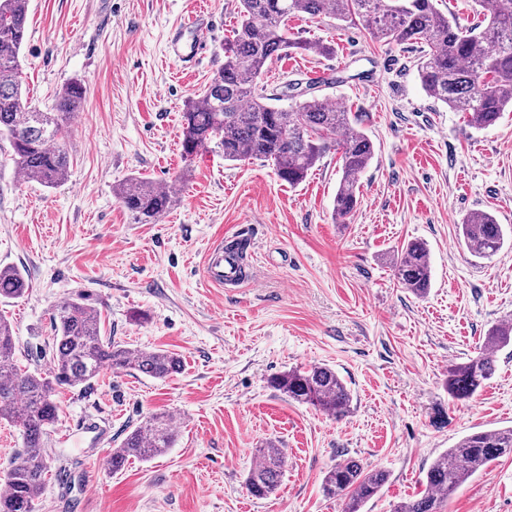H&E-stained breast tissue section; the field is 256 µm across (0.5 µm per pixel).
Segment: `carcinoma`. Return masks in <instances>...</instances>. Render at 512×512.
Instances as JSON below:
<instances>
[{"label":"carcinoma","instance_id":"obj_1","mask_svg":"<svg viewBox=\"0 0 512 512\" xmlns=\"http://www.w3.org/2000/svg\"><path fill=\"white\" fill-rule=\"evenodd\" d=\"M481 24L462 29L436 0H239V19L224 42V66L183 112L182 156L186 163L202 150L226 161L260 159L290 186L300 184L323 155L339 154L342 176L334 215L341 221L356 210L360 176L374 157L370 139L349 113L328 100L310 97L282 109L269 103L261 76L273 59L290 50L328 55L331 48L288 38V18L305 14L344 20L355 13L376 38L395 45L419 43L417 72L427 94L455 112H463L477 129L493 125L512 107V0H481ZM27 0H0V139L10 146L15 169L52 187L68 177L70 160L60 146L68 124L84 100L83 83L73 81L59 94L55 111L28 104L18 79L19 55L27 24ZM116 196L139 224H155L171 205V195L144 176L119 184ZM463 243L479 257L497 253L505 242L503 225L488 212L465 217ZM386 261L398 283L416 296L431 286L427 244L413 240ZM27 289L17 268H0V299L22 297ZM52 371H23L14 360L15 336L0 315V419L19 427L24 448L0 480V512H40L51 479L43 437L59 418V389L90 383L104 367L135 370L154 379L179 373L181 358L166 350L133 349L105 335L101 312L65 299L53 313ZM512 343V320L492 328L480 355L448 369V395L466 400L480 392L495 373L498 351ZM270 386L288 398L311 405L337 420L350 413L352 394L335 370L325 365L276 374ZM173 416L156 414L132 430L112 449V471L132 459L150 460L173 447ZM512 455V428L472 432L444 451L425 474L424 490L398 504L394 512H442L446 498L477 472ZM259 463L245 479L256 498L273 493L285 472L283 449L271 442L258 449ZM386 471L346 457L326 472L323 491L344 498L343 512H360L382 489Z\"/></svg>","mask_w":512,"mask_h":512}]
</instances>
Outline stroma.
<instances>
[{"label":"stroma","mask_w":512,"mask_h":512,"mask_svg":"<svg viewBox=\"0 0 512 512\" xmlns=\"http://www.w3.org/2000/svg\"><path fill=\"white\" fill-rule=\"evenodd\" d=\"M237 11L238 0L28 2V100L51 111L77 79L86 94L63 141L65 182L25 179L0 147V267L28 280L5 308L17 363L49 370L54 307L77 298L101 311L115 340L183 361L166 380L107 368L62 390L63 413L43 438L55 475L42 512H343L322 480L344 457L388 472L363 512H393L462 437L512 427V345L470 401L445 387L449 366L476 357L512 319V112L473 128L423 90L419 45L377 40L355 15L289 18V38L332 51L282 55L262 78L268 93L326 77L316 95L345 107L374 146L358 207L339 223L336 152L294 187L259 159L182 160L185 104L223 66ZM193 19L213 29L199 60L189 54ZM135 173L174 189L157 223H136L113 192ZM480 211L509 230L487 259L458 245L463 217ZM241 224L253 229L261 278L221 292L207 285L203 259ZM414 239L430 252L422 297L384 260ZM319 364L351 391L343 419L269 384ZM160 413L177 421L173 448L113 472V448ZM271 440L288 466L278 489L257 498L245 478ZM442 512H512V456L470 478Z\"/></svg>","instance_id":"35a3bbf8"}]
</instances>
